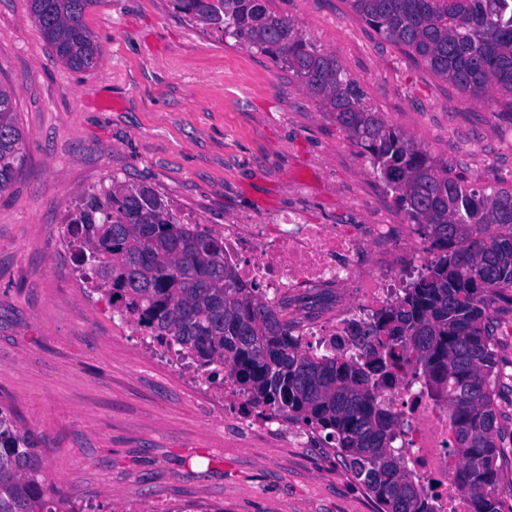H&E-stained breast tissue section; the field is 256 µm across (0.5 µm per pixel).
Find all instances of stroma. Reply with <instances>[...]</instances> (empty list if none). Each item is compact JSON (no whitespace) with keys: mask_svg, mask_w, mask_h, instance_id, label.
I'll list each match as a JSON object with an SVG mask.
<instances>
[{"mask_svg":"<svg viewBox=\"0 0 512 512\" xmlns=\"http://www.w3.org/2000/svg\"><path fill=\"white\" fill-rule=\"evenodd\" d=\"M432 159L512 187V113L474 100L360 21L347 0H273ZM83 22L96 69L65 65L29 0H0V84L14 93L21 170L0 194V403L38 440L73 512H379L310 431L245 413L195 367L173 368L79 271L67 214L112 182L151 186L209 229L404 224L360 148L266 55L219 39L170 0H100ZM319 289L288 319L335 307Z\"/></svg>","mask_w":512,"mask_h":512,"instance_id":"stroma-1","label":"stroma"}]
</instances>
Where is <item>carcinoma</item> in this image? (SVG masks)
Wrapping results in <instances>:
<instances>
[{
  "label": "carcinoma",
  "instance_id": "carcinoma-1",
  "mask_svg": "<svg viewBox=\"0 0 512 512\" xmlns=\"http://www.w3.org/2000/svg\"><path fill=\"white\" fill-rule=\"evenodd\" d=\"M353 13L435 77L475 99L499 94L512 111V0H348ZM98 0H31L45 41L69 67H98L102 50L83 23ZM202 29L231 37L292 72L367 156L419 227L436 259L402 293L348 331L305 350L288 322L224 261V238L186 224L149 186L114 182L68 213L70 244L90 252L83 276L152 342L220 385L229 375L265 419L301 424L341 457L379 512H439L406 466L403 422L380 400L392 363L407 356L428 395L448 411L456 485L467 512H512L498 461L512 438L498 422L504 384L489 314L512 304V188L476 189L368 106L332 54L309 45L270 0H171ZM13 93L0 85V193L23 154ZM37 440L0 403V512L48 506Z\"/></svg>",
  "mask_w": 512,
  "mask_h": 512
}]
</instances>
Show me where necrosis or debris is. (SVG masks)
<instances>
[{
	"mask_svg": "<svg viewBox=\"0 0 512 512\" xmlns=\"http://www.w3.org/2000/svg\"><path fill=\"white\" fill-rule=\"evenodd\" d=\"M224 258L246 287L266 300L300 289L341 288L346 299L323 319H300L293 331L302 343L344 337L349 323L389 303L408 274L422 269L425 249L412 242L410 228L387 224H305L298 213L284 224H227L221 229ZM383 398L405 423L400 446L429 493L459 512L455 461L448 453V416L427 395L412 362L402 360Z\"/></svg>",
	"mask_w": 512,
	"mask_h": 512,
	"instance_id": "obj_1",
	"label": "necrosis or debris"
}]
</instances>
